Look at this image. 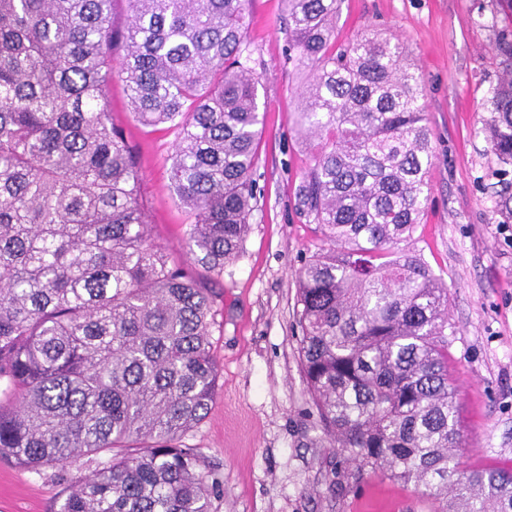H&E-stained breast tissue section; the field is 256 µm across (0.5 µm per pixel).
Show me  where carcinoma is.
Instances as JSON below:
<instances>
[{
  "mask_svg": "<svg viewBox=\"0 0 512 512\" xmlns=\"http://www.w3.org/2000/svg\"><path fill=\"white\" fill-rule=\"evenodd\" d=\"M0 0V458L87 470L58 512H211L222 488L183 437L219 367L212 301L250 230L263 75L248 0ZM288 62L309 72L298 205L335 247L298 275L303 372L331 447L428 490L433 512H512V469L458 473L448 288L412 241L433 162L406 46L372 31L329 49L339 0H287ZM484 131L512 224V42ZM126 85L145 127L177 131L172 191L188 260L148 224L136 159L112 124Z\"/></svg>",
  "mask_w": 512,
  "mask_h": 512,
  "instance_id": "1",
  "label": "carcinoma"
}]
</instances>
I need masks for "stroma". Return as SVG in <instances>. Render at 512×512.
Masks as SVG:
<instances>
[{"label":"stroma","instance_id":"stroma-1","mask_svg":"<svg viewBox=\"0 0 512 512\" xmlns=\"http://www.w3.org/2000/svg\"><path fill=\"white\" fill-rule=\"evenodd\" d=\"M285 0H251L246 37L265 78L257 147V207L239 257L205 274L220 368L207 417L185 442L224 483L213 512H429L422 491L357 469L330 447L302 372L297 278L329 241L298 208L312 153L295 134L308 73L287 59ZM368 29L409 50L425 91L434 151L430 193L411 243L448 287L456 335L448 371L460 404L461 472L512 467V233L494 211L496 157L480 132L485 91L500 69L499 39L512 41L507 0H341L333 38L342 50ZM114 125L133 149L155 240L183 256L185 210L170 191V129L137 122L121 79L109 89ZM66 468L35 473L0 459V512H57Z\"/></svg>","mask_w":512,"mask_h":512}]
</instances>
